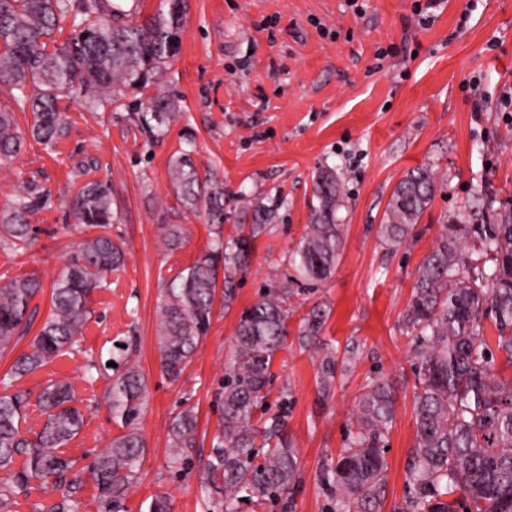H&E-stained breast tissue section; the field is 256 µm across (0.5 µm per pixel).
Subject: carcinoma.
<instances>
[{
	"instance_id": "carcinoma-1",
	"label": "carcinoma",
	"mask_w": 512,
	"mask_h": 512,
	"mask_svg": "<svg viewBox=\"0 0 512 512\" xmlns=\"http://www.w3.org/2000/svg\"><path fill=\"white\" fill-rule=\"evenodd\" d=\"M112 0H0V90L15 107L0 108V161L18 155L24 136L15 110L30 111V136L45 149L62 137L66 121L59 108L64 97H82L93 108L121 102L117 88L156 91L136 112L137 122L162 136L179 112L177 99L157 89L179 50L183 0H167V10L141 23L124 20ZM72 32L63 42L57 35ZM68 88V94L61 93ZM194 141L170 158L169 176L177 201L188 211L203 209L208 223L222 228L224 183L193 162ZM310 224L290 252L288 263L306 281L326 279L342 248L337 222L341 184L332 167L313 177ZM435 173L410 170L392 192L379 232L391 247L402 245L432 200ZM45 203L37 182L25 183L12 205L0 210V247L18 250L29 244L28 217ZM77 223L106 229L114 221L109 179L86 182L72 202ZM278 205L256 203L241 213L235 234L177 275L164 289L159 349L161 367L178 375L207 334L216 299L228 306L236 296L252 241L276 218ZM251 224H246V221ZM471 243L465 255L462 244ZM125 257L109 234L81 240L51 294L48 316L11 365L0 386V469L24 457L14 485L0 489V512H10L15 490L34 478H55L60 495L49 512H76V481L67 473L74 462L58 453L83 426L72 387L58 380L39 396L46 415L42 429L29 438L20 422L26 401L10 392L22 378L64 351L79 346L93 290ZM42 290L27 276L0 284V352L13 345L15 333L27 326L31 301ZM290 288H270L240 314L236 340L224 373L223 409L201 486L221 495L222 512H239L247 503L261 508L272 501L279 512H291L290 497L299 483L297 452L284 435L283 415L268 411L266 387L271 365L288 336ZM492 335H487L484 320ZM324 314L312 309L301 321L298 338L314 345ZM403 330L411 343L418 377L413 412L416 437L406 474L408 494L392 512H512V380L494 373L496 355L512 367V210L485 224H448L416 270ZM106 403L127 432L112 439L90 464L102 512H124L127 490L139 476L145 443L137 421L146 404V385L139 366L122 349L114 360ZM347 360L327 350L318 366L322 394L330 393L337 371ZM394 398L385 375L367 378L359 397L356 431L336 462L323 466L321 479L329 492L331 512H379L386 483L388 430ZM197 430L192 410L178 413L168 429L170 463L180 471L188 463ZM268 448L256 447L257 437Z\"/></svg>"
}]
</instances>
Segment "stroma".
I'll list each match as a JSON object with an SVG mask.
<instances>
[{
	"mask_svg": "<svg viewBox=\"0 0 512 512\" xmlns=\"http://www.w3.org/2000/svg\"><path fill=\"white\" fill-rule=\"evenodd\" d=\"M347 2L186 0L181 49L164 77L180 112L163 137L137 124L132 97L112 112L67 99V129L54 149L29 139L16 158L0 163V209L31 179L50 196L30 219L31 244L0 248V282L31 275L43 287L29 307L27 337L0 354V378L46 319L52 286L77 242L98 233L77 223L71 200L89 180L112 183L117 218L109 232L125 260L92 292L79 348L12 383L27 399L21 429L28 436L45 421L42 390L59 379L71 383L84 422L62 454L76 463L70 476L78 512H100L88 466L123 432L105 402L108 375L89 370L117 356L121 344L134 346L147 395L137 422L146 447L125 512H147L159 493L171 512H214L199 477L218 426L239 315L292 275L288 253L310 222L312 178L326 165L342 186L343 244L326 280L293 285L294 313L271 367L268 402L282 411L298 452L293 512H330L320 468L354 431L361 388L382 370L396 402L381 512L402 501L416 386L402 322L415 270L444 225L477 224L484 214L512 208V0H363L361 14ZM420 5L430 8L424 26ZM188 133L199 169L215 170L224 182L223 229L208 224L204 212L184 211L173 193L169 159ZM421 166L434 171L436 193L409 239L391 249L379 226L397 183ZM243 195L278 203V219L254 240L232 305L215 302L197 353L179 377H169L158 348L162 291L213 247L218 232H232ZM170 224L184 232L173 250L164 242ZM316 306L326 312L323 347L357 350L326 397L316 382L320 353L298 341L301 319ZM188 407L198 417L196 446L191 465L177 475L168 469L167 434Z\"/></svg>",
	"mask_w": 512,
	"mask_h": 512,
	"instance_id": "stroma-1",
	"label": "stroma"
}]
</instances>
